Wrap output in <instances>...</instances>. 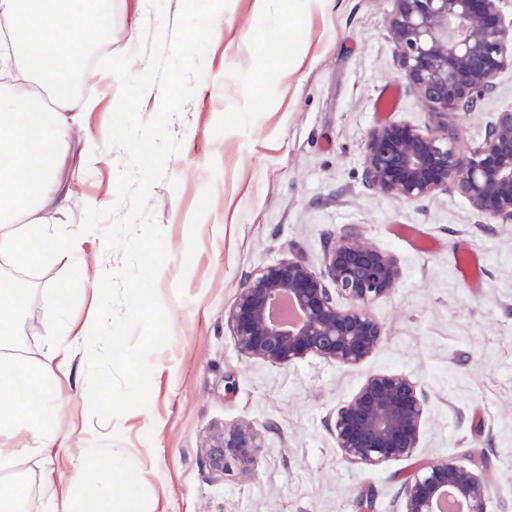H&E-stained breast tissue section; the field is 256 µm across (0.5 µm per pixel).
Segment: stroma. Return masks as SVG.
Returning a JSON list of instances; mask_svg holds the SVG:
<instances>
[{
  "label": "stroma",
  "mask_w": 512,
  "mask_h": 512,
  "mask_svg": "<svg viewBox=\"0 0 512 512\" xmlns=\"http://www.w3.org/2000/svg\"><path fill=\"white\" fill-rule=\"evenodd\" d=\"M393 0H229L214 32L192 100L170 123L182 148L149 206L164 230L168 258L156 288L171 340L154 353L148 408L110 420L85 419L83 348L60 377L56 429L65 444L51 481L86 487L110 500L97 473L102 452L129 485L119 512H402L404 486L428 461L487 459L490 512H512V224L482 215L454 191L403 202L364 184L362 154L380 124L377 100L400 91L387 119L425 133L453 129L477 145L499 112L512 109V66L471 112H430L400 72L387 31ZM139 0H112L111 53L134 51L128 33ZM117 78L94 69L77 94L91 101L90 139L68 153L72 192L65 219L77 227L89 207L117 198L125 156L108 148ZM416 224L435 239L424 252L395 237ZM388 251L401 279L394 293L369 304L385 328L364 362L343 367L310 356L291 367L242 357L227 315L249 273L284 257L313 269L327 243L345 232ZM72 256L37 267L31 279L33 331L39 349L51 330L81 328L98 301L80 290L115 268L100 233L80 236ZM481 253L483 286L471 291L458 273L464 252ZM67 290L58 299V290ZM406 375L426 396L423 435L413 457L378 466L344 459L329 422L373 373ZM253 424L262 435L251 474L216 476L207 448L216 427Z\"/></svg>",
  "instance_id": "35a3bbf8"
}]
</instances>
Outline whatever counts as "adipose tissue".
I'll return each instance as SVG.
<instances>
[{"label": "adipose tissue", "instance_id": "adipose-tissue-1", "mask_svg": "<svg viewBox=\"0 0 512 512\" xmlns=\"http://www.w3.org/2000/svg\"><path fill=\"white\" fill-rule=\"evenodd\" d=\"M0 12L11 17L17 42L14 53L0 54V74H26L57 99L48 108L34 95L0 92V512H13L24 494L16 467L58 441L55 359L93 334L51 336L40 352L28 349L20 336L24 310L7 273L65 257L75 246L40 215L66 213L67 149L85 133L79 122L85 104L64 87L89 47L109 38L112 0H0ZM20 430L31 448L12 446Z\"/></svg>", "mask_w": 512, "mask_h": 512}]
</instances>
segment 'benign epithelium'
Listing matches in <instances>:
<instances>
[{"label":"benign epithelium","mask_w":512,"mask_h":512,"mask_svg":"<svg viewBox=\"0 0 512 512\" xmlns=\"http://www.w3.org/2000/svg\"><path fill=\"white\" fill-rule=\"evenodd\" d=\"M506 0H394L388 30L407 83L434 113L469 110L512 65V17ZM362 163L367 186L404 202L451 187L481 214L512 221V110L497 113L482 141L461 147L448 127L426 134L400 123L371 129ZM400 269L388 252L342 235L325 250L321 270L281 258L242 284L227 322L239 353L278 366L316 355L340 366L363 362L384 336L363 305L391 295ZM341 297L357 307L341 308ZM425 399L415 382L387 373L368 376L330 422L336 445L354 463L378 466L413 456ZM261 438L250 424L218 428L207 459L218 476L257 463ZM453 490L468 512H488L482 465L427 462L405 482L403 512H436Z\"/></svg>","instance_id":"benign-epithelium-1"}]
</instances>
